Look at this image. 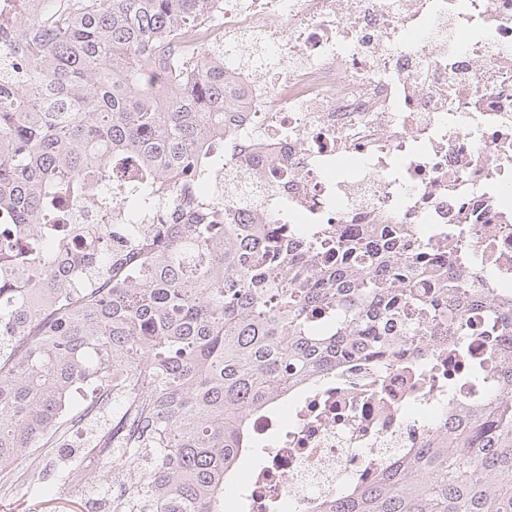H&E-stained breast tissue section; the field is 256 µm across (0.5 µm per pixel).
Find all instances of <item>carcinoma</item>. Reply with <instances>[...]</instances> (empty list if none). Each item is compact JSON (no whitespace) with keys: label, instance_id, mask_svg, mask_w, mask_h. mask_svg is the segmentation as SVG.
Masks as SVG:
<instances>
[{"label":"carcinoma","instance_id":"cac0c4a2","mask_svg":"<svg viewBox=\"0 0 512 512\" xmlns=\"http://www.w3.org/2000/svg\"><path fill=\"white\" fill-rule=\"evenodd\" d=\"M224 0H40L0 16V481L25 464L91 486L138 472L105 512H224L249 417L275 396L403 341L450 336L469 313L502 354L498 386L320 512H512V302L439 275L378 226L325 254L319 225L238 224L225 202L224 46L192 44ZM137 179L113 198L112 160ZM96 198L104 224H73ZM82 249H74V243ZM95 395L76 403L72 391ZM123 404L68 469L35 452Z\"/></svg>","mask_w":512,"mask_h":512}]
</instances>
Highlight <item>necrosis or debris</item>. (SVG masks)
I'll list each match as a JSON object with an SVG mask.
<instances>
[{"label":"necrosis or debris","instance_id":"4bbe7bcc","mask_svg":"<svg viewBox=\"0 0 512 512\" xmlns=\"http://www.w3.org/2000/svg\"><path fill=\"white\" fill-rule=\"evenodd\" d=\"M196 39L224 44L225 153L261 177L233 199L238 223L292 217L348 239L385 224L447 253L469 287L512 283V0H224ZM449 345L397 344L253 416L272 446L240 484L245 512L272 496L320 512L482 402L497 354Z\"/></svg>","mask_w":512,"mask_h":512}]
</instances>
